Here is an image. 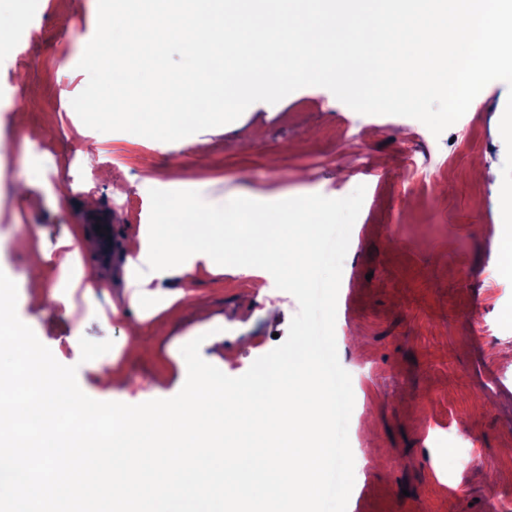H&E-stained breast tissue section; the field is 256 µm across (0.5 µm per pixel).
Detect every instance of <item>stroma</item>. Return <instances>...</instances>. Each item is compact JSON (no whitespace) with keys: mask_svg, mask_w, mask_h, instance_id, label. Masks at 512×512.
Returning a JSON list of instances; mask_svg holds the SVG:
<instances>
[{"mask_svg":"<svg viewBox=\"0 0 512 512\" xmlns=\"http://www.w3.org/2000/svg\"><path fill=\"white\" fill-rule=\"evenodd\" d=\"M39 8L41 41L25 57L0 56V94L12 82L28 93L0 109V136L15 144L0 156V270L28 293L31 279L60 285L57 265L32 268V246L54 245L73 225L104 216L118 233L110 266L98 260L96 236L82 261L94 295L70 289L71 314L18 302L19 318L58 362L77 369L93 399L140 404L176 395L183 386V345L215 329L224 348L200 355L231 377L286 339L299 305L276 286L259 295L252 276L199 266L172 281L192 292L164 312L165 328L142 322L123 298V264L139 249L150 218L148 175L179 171L210 204L247 194L293 198L365 185L350 234L337 298L335 339L354 394L348 436L358 460L347 512H502L512 504V298L489 274L498 256L505 143L499 123L506 86L487 88L488 110L471 125H452L431 150V193L410 192L401 177L400 143L425 134L413 118L363 115L331 91L308 86L277 108L249 106L234 122L192 135L179 147L126 131L94 132L71 101L85 88L78 69L93 37L98 0H51ZM23 124H16V113ZM375 124L370 141L331 139L336 127ZM48 162L31 180L30 162ZM95 183L70 193L82 168ZM478 313L479 325L469 321ZM125 351L103 384L82 349ZM473 438L471 465L438 448L429 427Z\"/></svg>","mask_w":512,"mask_h":512,"instance_id":"1","label":"stroma"}]
</instances>
